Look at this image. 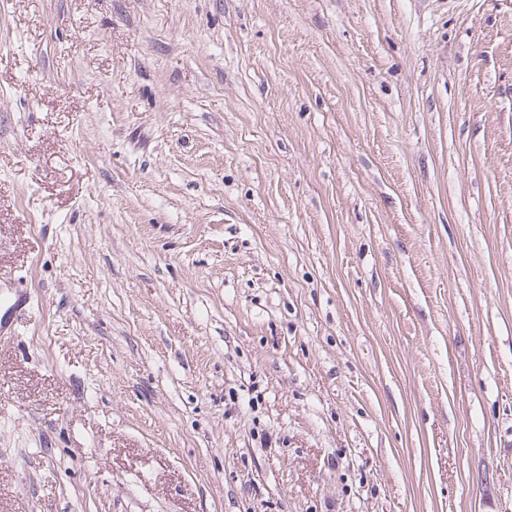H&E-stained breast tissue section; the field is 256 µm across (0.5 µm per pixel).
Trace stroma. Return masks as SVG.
I'll return each instance as SVG.
<instances>
[{
	"mask_svg": "<svg viewBox=\"0 0 512 512\" xmlns=\"http://www.w3.org/2000/svg\"><path fill=\"white\" fill-rule=\"evenodd\" d=\"M0 512H512V0H0ZM29 299L24 293L15 292L0 298V335L10 336L15 330L17 317L27 309Z\"/></svg>",
	"mask_w": 512,
	"mask_h": 512,
	"instance_id": "1",
	"label": "stroma"
}]
</instances>
